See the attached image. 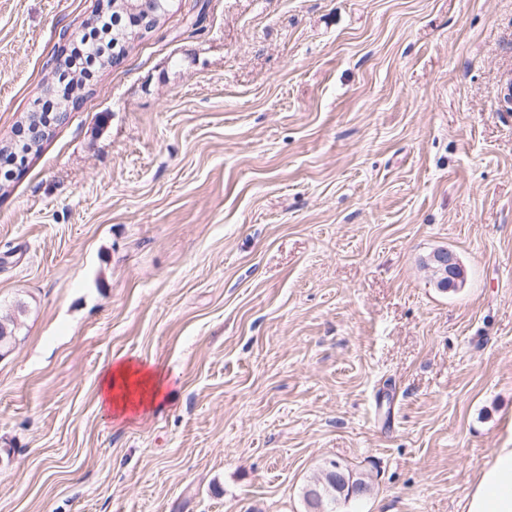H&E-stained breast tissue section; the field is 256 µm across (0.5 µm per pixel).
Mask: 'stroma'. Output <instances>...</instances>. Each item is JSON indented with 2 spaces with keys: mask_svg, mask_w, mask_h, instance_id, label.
Returning a JSON list of instances; mask_svg holds the SVG:
<instances>
[{
  "mask_svg": "<svg viewBox=\"0 0 512 512\" xmlns=\"http://www.w3.org/2000/svg\"><path fill=\"white\" fill-rule=\"evenodd\" d=\"M102 0H0V144ZM512 0H174L0 185V512H463L512 446ZM454 251L465 285L423 266ZM161 408L97 409L117 357ZM344 479L336 483V480L330 477L328 466L321 469L320 476L314 477L303 488V500L308 509L311 506L309 493L316 490V505L320 507L318 512H339L337 506L341 501L344 503L350 499L360 498L370 491V484L361 474L353 472L348 467L340 465L336 469Z\"/></svg>",
  "mask_w": 512,
  "mask_h": 512,
  "instance_id": "35a3bbf8",
  "label": "stroma"
}]
</instances>
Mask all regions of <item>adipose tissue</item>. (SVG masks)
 <instances>
[{
	"label": "adipose tissue",
	"instance_id": "ef3b65f1",
	"mask_svg": "<svg viewBox=\"0 0 512 512\" xmlns=\"http://www.w3.org/2000/svg\"><path fill=\"white\" fill-rule=\"evenodd\" d=\"M167 378L132 360H113L99 382L98 408L123 418L159 406ZM466 512H512V448L496 449L465 497Z\"/></svg>",
	"mask_w": 512,
	"mask_h": 512
}]
</instances>
